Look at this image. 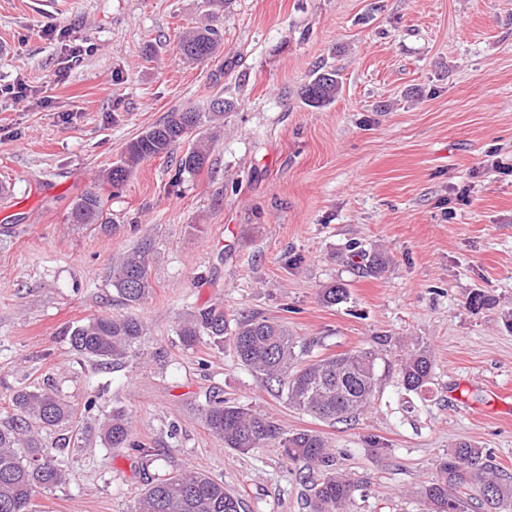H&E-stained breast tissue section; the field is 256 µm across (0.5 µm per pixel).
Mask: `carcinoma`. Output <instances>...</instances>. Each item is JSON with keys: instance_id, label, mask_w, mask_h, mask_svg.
Returning <instances> with one entry per match:
<instances>
[{"instance_id": "carcinoma-1", "label": "carcinoma", "mask_w": 512, "mask_h": 512, "mask_svg": "<svg viewBox=\"0 0 512 512\" xmlns=\"http://www.w3.org/2000/svg\"><path fill=\"white\" fill-rule=\"evenodd\" d=\"M222 37L210 22L186 28L179 50L187 63H201L218 53ZM341 91L336 72L317 70L304 86L302 98L307 105L320 108L335 101ZM232 103L221 97L213 99L209 112L193 109L169 112L163 120L127 143L119 162L104 170L98 180L114 188L126 183L133 170L143 161L160 157L177 143L192 138L191 146L181 159L187 172L203 169L210 160L211 139L194 135L202 119L218 125ZM71 224H107L101 197L88 191L69 207ZM151 248L142 243L128 252L113 270L112 286L128 304L141 303L150 293ZM358 270L370 277L380 276L386 260L379 253L358 252ZM323 302L336 305L347 298V288L332 284L322 289ZM205 332L216 346L224 339L232 341L238 362L269 383L286 392L288 404L316 418L335 423L363 412L378 385V354L363 348L337 356L300 364L298 341L288 328L259 316H242L230 323L224 313L202 310L183 323V344L193 348ZM144 327L133 316L99 315L70 331L73 350L100 366L118 365L144 344ZM433 362L429 351L418 347L399 364L401 384L408 392L419 393L430 383ZM12 406L16 414L0 422V512H31L32 499L40 490L54 489L67 480L63 461L53 458L44 447L35 427L53 429L72 419L73 409L50 388L14 391ZM208 430L224 447L241 453L276 442L282 456L303 461L310 467H327L330 463L327 444L316 431L302 430L284 434L266 415L242 405L215 398L205 409ZM109 448L142 449L132 439L127 413L114 409L102 428ZM478 481L481 505L486 512H506L512 507V480L499 477L483 450L460 442L440 459L437 476L420 489V497L431 512H474L473 498L458 490L466 478ZM356 485L344 474L327 472L311 482V512H346ZM241 501L224 490V482L200 472H176L147 484L135 503L134 512H240Z\"/></svg>"}]
</instances>
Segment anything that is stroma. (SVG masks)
<instances>
[{"label":"stroma","instance_id":"1","mask_svg":"<svg viewBox=\"0 0 512 512\" xmlns=\"http://www.w3.org/2000/svg\"><path fill=\"white\" fill-rule=\"evenodd\" d=\"M205 0H0V420L21 386L75 408L44 432L68 463L33 512H132L148 481L192 470L223 481L243 512H310L306 464L276 443L242 454L206 428L221 396L283 432H320L358 485L349 512H428L417 494L467 441L512 477V0H227L224 51L189 64L181 32ZM331 104L307 106L317 67ZM233 107L209 163L186 144L144 161L121 189L96 184L133 138L183 108ZM97 189L108 228L69 223ZM150 240L152 290L124 303L112 270ZM380 252L384 273L351 266ZM344 285L324 304L320 290ZM488 305L469 306L472 292ZM285 323L320 359L374 348L369 407L335 425L290 407L237 365L231 346L185 348L205 309ZM109 313L146 329L138 355L102 369L69 332ZM426 347L433 375L406 392L401 358ZM99 408L86 410L93 391ZM124 409L140 450L107 448ZM337 76L336 71L317 70L302 91V98L306 104L320 108L335 101L342 87ZM194 137L191 146L181 159V168L187 172H197L203 169L210 160L211 139L200 133L195 139Z\"/></svg>","mask_w":512,"mask_h":512}]
</instances>
